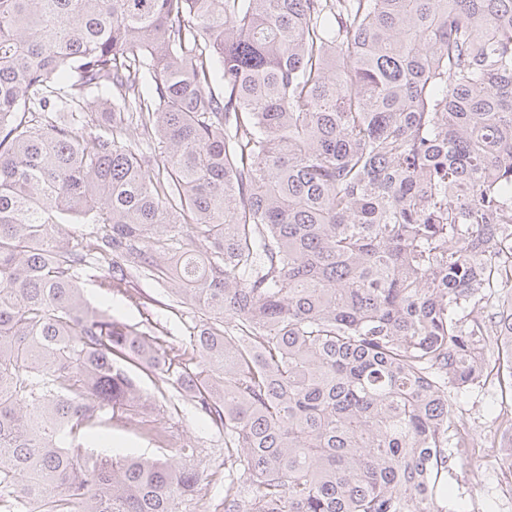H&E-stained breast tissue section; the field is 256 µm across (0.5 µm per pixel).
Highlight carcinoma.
<instances>
[{
	"label": "carcinoma",
	"mask_w": 512,
	"mask_h": 512,
	"mask_svg": "<svg viewBox=\"0 0 512 512\" xmlns=\"http://www.w3.org/2000/svg\"><path fill=\"white\" fill-rule=\"evenodd\" d=\"M134 369L224 434L221 512H442L450 389L512 393V0H0V512H190ZM107 265H89V267H83L79 271L80 281L84 285L85 294L90 302L96 306L107 308L112 316L122 322L129 324H135L140 322L147 315H143L141 307L136 306L129 300L121 296H112L111 294H104L101 290L96 287V280L98 277L105 274ZM133 288L144 296L152 299L150 305V318L160 329L163 327L164 331H168V337H171L176 344H183V348L187 346L188 355L186 359L191 357V348L189 346V334L187 331L188 323L190 322V316L192 310L185 309L183 316L176 311L173 312L167 307L169 303L168 290L161 285L148 281H135ZM110 437L124 442L131 452L142 454L149 458H162V453L151 443L135 435L132 429L112 428Z\"/></svg>",
	"instance_id": "obj_1"
}]
</instances>
